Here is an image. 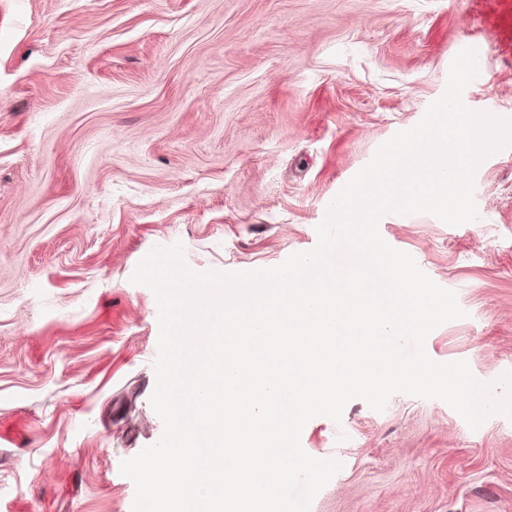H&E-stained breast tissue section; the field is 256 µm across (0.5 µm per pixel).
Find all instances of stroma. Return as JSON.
I'll list each match as a JSON object with an SVG mask.
<instances>
[{
    "label": "stroma",
    "instance_id": "obj_1",
    "mask_svg": "<svg viewBox=\"0 0 512 512\" xmlns=\"http://www.w3.org/2000/svg\"><path fill=\"white\" fill-rule=\"evenodd\" d=\"M512 9L495 0H0V512H132L123 460L157 442L153 248L196 271L276 266L484 44L468 108L512 118ZM479 217L385 215L383 239L454 291L441 362L512 371V146ZM342 467L310 512H512V420L477 429L407 394L312 418Z\"/></svg>",
    "mask_w": 512,
    "mask_h": 512
}]
</instances>
